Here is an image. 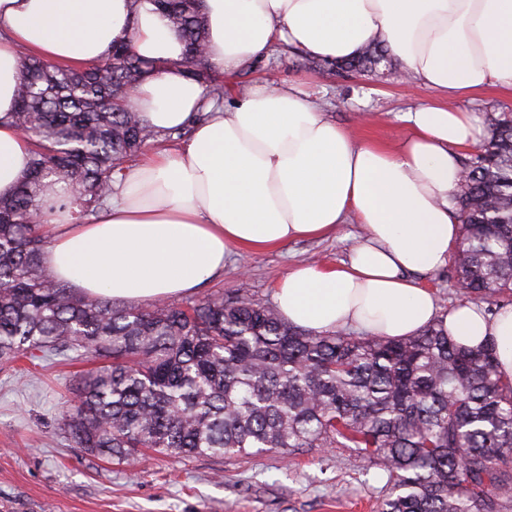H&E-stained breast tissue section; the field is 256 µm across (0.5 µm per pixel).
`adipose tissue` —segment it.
I'll list each match as a JSON object with an SVG mask.
<instances>
[{
    "label": "adipose tissue",
    "instance_id": "1",
    "mask_svg": "<svg viewBox=\"0 0 512 512\" xmlns=\"http://www.w3.org/2000/svg\"><path fill=\"white\" fill-rule=\"evenodd\" d=\"M205 12L207 66L225 78L281 45L338 60L379 42L407 80L443 99L403 112L397 145L359 142L313 107L302 82L261 80L230 105L206 102L179 64V37L148 0H0V198L14 194L32 159L30 141L3 120L15 109L18 47L85 68L127 41L169 63L132 93L134 109L157 131L192 127L180 148L145 154L93 219L56 212L44 266L80 294L171 298L233 255L353 221L361 232L346 261L300 264L276 282L288 323L389 339L439 324L463 346L495 343L497 371L512 379V306L445 310L414 279L446 267L459 242L458 154L482 127L457 102L488 87L512 91V0H205ZM202 109L209 119L192 123Z\"/></svg>",
    "mask_w": 512,
    "mask_h": 512
}]
</instances>
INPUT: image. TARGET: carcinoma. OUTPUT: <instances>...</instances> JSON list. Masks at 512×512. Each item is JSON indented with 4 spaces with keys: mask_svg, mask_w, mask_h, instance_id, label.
<instances>
[{
    "mask_svg": "<svg viewBox=\"0 0 512 512\" xmlns=\"http://www.w3.org/2000/svg\"><path fill=\"white\" fill-rule=\"evenodd\" d=\"M184 44L180 65L224 99L205 70L203 0H146ZM16 109L5 114L34 146L15 193L0 199V369L92 360L69 386L59 430L87 452L128 463L144 451L174 461L351 448L387 476L379 512H506L512 504V380L496 347L457 345L430 326L389 340L315 333L276 305L217 291L184 306L78 294L40 262L44 219L97 213L126 162L191 127L155 131L129 91L164 64L115 43L93 66L49 65L19 49ZM366 47L328 63L347 72L389 65ZM454 195L463 234L453 273L464 299L512 295V115L464 162ZM52 189V196L46 190Z\"/></svg>",
    "mask_w": 512,
    "mask_h": 512,
    "instance_id": "obj_1",
    "label": "carcinoma"
}]
</instances>
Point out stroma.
<instances>
[{
    "mask_svg": "<svg viewBox=\"0 0 512 512\" xmlns=\"http://www.w3.org/2000/svg\"><path fill=\"white\" fill-rule=\"evenodd\" d=\"M269 74L282 82L307 81L337 125L357 140L389 146L404 134L402 112L441 98L391 72L375 77L333 71L322 60L283 49L243 65L235 81L245 89ZM358 233V225L342 224L324 238L237 257L193 296L221 289L272 300L275 283L290 268L340 263ZM92 367L84 361L45 370L24 360L0 370V512H374L387 477L366 468L349 448L180 462L149 452L133 465L90 455L59 436L56 420L70 404L69 385Z\"/></svg>",
    "mask_w": 512,
    "mask_h": 512,
    "instance_id": "obj_1",
    "label": "stroma"
}]
</instances>
